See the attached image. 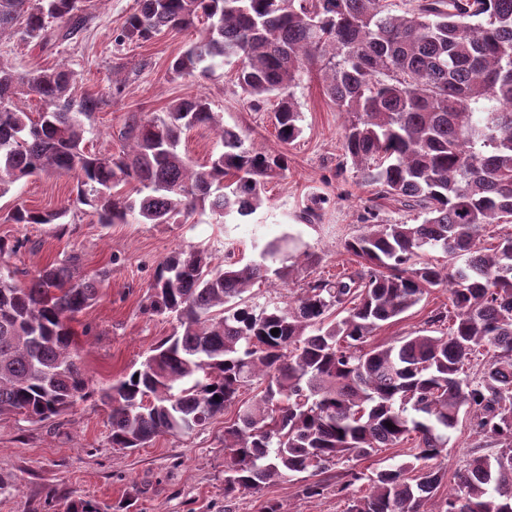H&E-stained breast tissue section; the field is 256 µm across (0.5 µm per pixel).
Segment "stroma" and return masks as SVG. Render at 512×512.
Returning a JSON list of instances; mask_svg holds the SVG:
<instances>
[{
	"label": "stroma",
	"mask_w": 512,
	"mask_h": 512,
	"mask_svg": "<svg viewBox=\"0 0 512 512\" xmlns=\"http://www.w3.org/2000/svg\"><path fill=\"white\" fill-rule=\"evenodd\" d=\"M137 0H85L86 23L73 39L32 44L18 35L0 33V58L19 72L64 67L73 72L75 96L104 98L105 104L86 125L83 144L91 153H119L121 131L131 115L165 111L179 98L204 95L225 126L245 130L248 144L284 156L282 179L268 183L266 200L251 216L217 221L197 210L178 224L104 226L89 207L75 205L77 180L68 175L32 176L0 195V239L17 244L11 266L35 276L49 265L65 264L79 255L76 276L95 275L100 291L92 305L71 323L89 377L88 394L70 409L46 421L0 416V512H67L74 501H87L103 512H265L277 504L281 512H345L350 499L368 488L365 480L339 490L335 471L304 473L272 485L261 495H224V416L185 435H163L145 447L112 446L110 409L101 395L140 364L166 336L178 328L175 317L148 312L149 286L158 267L178 248L200 247L223 258L225 246L244 261L257 259L260 244L285 233L297 235L317 261L300 267L288 287L260 283L252 290L255 304L283 303L315 276H328L342 266H357L343 248L362 230L360 217L374 208L381 220L407 219L393 202L374 198L354 172L338 174L342 159L344 117L327 101L317 71L303 74L294 95L302 114L303 133L282 143L270 111L253 110L235 82V60L217 62L212 73L178 75L176 58L200 37V26L162 32L150 40L121 43L117 35L135 13ZM329 199L320 222L307 224L300 214L310 194ZM69 206L62 224H15L8 215L18 206L53 211ZM445 289L432 290L398 320L373 338L385 343L425 328L432 310L449 307ZM467 425H459L448 442L439 495L456 487L471 453ZM319 480L325 494L306 498L304 484Z\"/></svg>",
	"instance_id": "stroma-1"
}]
</instances>
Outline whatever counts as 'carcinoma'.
I'll return each mask as SVG.
<instances>
[{
  "label": "carcinoma",
  "mask_w": 512,
  "mask_h": 512,
  "mask_svg": "<svg viewBox=\"0 0 512 512\" xmlns=\"http://www.w3.org/2000/svg\"><path fill=\"white\" fill-rule=\"evenodd\" d=\"M80 2L0 0V32L42 40L47 19L73 20ZM196 22L202 34L175 73L206 75L236 59L242 95L256 107L277 99L278 136L289 144L302 133L294 88L317 69L324 96L347 117L339 172L355 169L416 223L365 211L363 230L344 242L361 266L305 281L283 307H259L247 292L293 281L294 266L283 264L299 248L292 234L245 265L229 248L217 263L204 249L174 250L148 310L176 315L179 331L104 393L112 447L189 434L230 410L224 495L255 496L412 436L409 460L369 478L347 512H428L441 483L429 462L465 419L473 447L499 451L470 455L440 512H512V232L493 248L481 243L486 225L512 224V0H408L399 13L389 0H139L118 39ZM72 83L62 67L20 75L0 60V195L22 178L72 174L77 203L101 224H170L198 208L221 220L253 213L285 171L284 158L245 146L247 134L224 126L202 95L131 116L119 155L88 153L85 120L104 100H74ZM21 95L38 97L41 111L19 106ZM481 102L486 116L476 119ZM202 127L222 150L197 165L182 144ZM324 203L310 195L300 219L320 221ZM68 211L21 206L11 220L60 224ZM430 251L447 263L431 262ZM78 264L73 256L27 281L0 265V416L44 421L87 395L69 323L97 298L99 280L74 279ZM440 287L453 316L439 310L426 328L370 344ZM256 384L260 393L242 398Z\"/></svg>",
  "instance_id": "carcinoma-1"
}]
</instances>
